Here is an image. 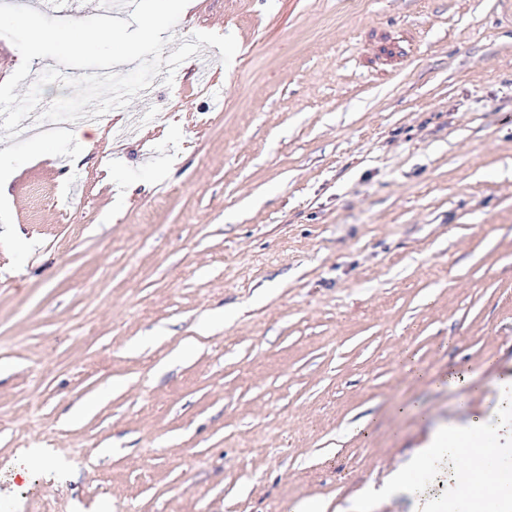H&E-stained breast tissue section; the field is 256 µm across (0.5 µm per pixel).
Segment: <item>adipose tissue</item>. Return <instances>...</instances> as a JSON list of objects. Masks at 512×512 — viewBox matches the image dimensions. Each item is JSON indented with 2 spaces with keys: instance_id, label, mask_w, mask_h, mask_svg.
Masks as SVG:
<instances>
[{
  "instance_id": "1",
  "label": "adipose tissue",
  "mask_w": 512,
  "mask_h": 512,
  "mask_svg": "<svg viewBox=\"0 0 512 512\" xmlns=\"http://www.w3.org/2000/svg\"><path fill=\"white\" fill-rule=\"evenodd\" d=\"M511 456L512 446L484 438L477 422L443 427L380 490H418L421 512H446L453 503L474 499L480 512H512V473L501 465Z\"/></svg>"
}]
</instances>
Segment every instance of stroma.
<instances>
[{
	"mask_svg": "<svg viewBox=\"0 0 512 512\" xmlns=\"http://www.w3.org/2000/svg\"><path fill=\"white\" fill-rule=\"evenodd\" d=\"M495 3L189 0L214 84L0 133V512H409L362 492L512 382Z\"/></svg>",
	"mask_w": 512,
	"mask_h": 512,
	"instance_id": "1",
	"label": "stroma"
}]
</instances>
